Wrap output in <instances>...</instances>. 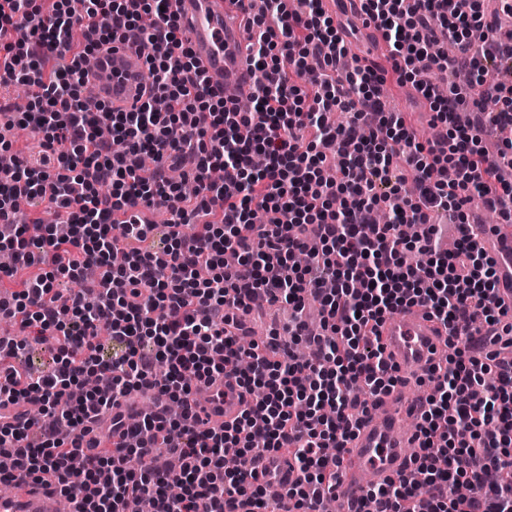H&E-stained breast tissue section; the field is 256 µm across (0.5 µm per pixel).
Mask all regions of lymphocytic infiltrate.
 Here are the masks:
<instances>
[{"label":"lymphocytic infiltrate","instance_id":"f902f5d3","mask_svg":"<svg viewBox=\"0 0 512 512\" xmlns=\"http://www.w3.org/2000/svg\"><path fill=\"white\" fill-rule=\"evenodd\" d=\"M102 1L0 0V88L36 91L9 124L39 137L18 148L0 134V150L17 162L0 170V247L13 255L0 279L21 285L12 309L27 340L57 343L52 367L36 373L19 363L27 341L0 336V454L10 459L0 481L53 488L70 512H130L133 502L140 512H236L243 499L266 512L254 464L280 453L297 474L296 512H314L336 485L368 396L399 381L378 325L419 305L448 330L450 353L416 425L421 447L410 470L369 489L356 512H512V362L466 349L470 330L496 325L498 309L496 262L465 230L464 210L478 196L512 222L504 207L512 189L494 187L512 169V85L495 76L497 61L512 60V41L499 37L497 13L483 14L479 0H360L393 63L342 75L349 47L323 0H268L247 44L266 79L242 112L208 88L169 0H106V10ZM439 28L464 47L461 57L434 53ZM117 38L149 45L152 98L129 112L104 103L90 111L86 60ZM435 69L476 80L468 92L453 82L443 92L428 78ZM391 72L427 101L436 139L419 142L385 111ZM335 110L370 122L369 136L356 141L351 127H330ZM487 126L503 138L494 155L478 146ZM326 142L340 163L320 152ZM143 152L156 163L148 176L134 168ZM399 156L410 175L394 174ZM187 159L189 195L169 178ZM215 168L223 182L210 180ZM45 202L55 223L42 216ZM140 203L170 214L162 251L148 240L154 222L128 213ZM383 209L391 223L374 224ZM440 211L463 227L450 251L433 237ZM186 224L196 225L192 236ZM405 224L422 225V236L404 238ZM116 249L127 257L118 268ZM407 250L424 256V274ZM91 266L101 273L75 298L57 288V275ZM258 294L288 305L289 341L306 345L309 358L245 349L230 335ZM308 296L320 305L318 336L302 318ZM102 321L124 346L109 359L98 355ZM230 366L245 409L221 429L196 426L194 387L223 402L214 383ZM90 373L100 387L72 398ZM136 393L153 402L140 427L154 436L131 449ZM20 399L38 401L43 418L9 412ZM173 402L183 419L170 417ZM228 448L242 459L232 471ZM170 483L178 495L166 492Z\"/></svg>","mask_w":512,"mask_h":512}]
</instances>
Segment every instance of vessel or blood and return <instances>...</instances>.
Wrapping results in <instances>:
<instances>
[{"mask_svg":"<svg viewBox=\"0 0 512 512\" xmlns=\"http://www.w3.org/2000/svg\"><path fill=\"white\" fill-rule=\"evenodd\" d=\"M182 21L193 56L211 89H236L240 96L251 90L252 68L245 50L244 21L251 10L249 0H171ZM144 57L132 42L117 39L102 47L90 71L95 102L126 110L146 95ZM478 242L496 262V300L501 312L496 331H471L468 347L480 357L491 352L512 355V224H479ZM385 352L400 370L429 379L445 350L444 328L424 308L410 307L387 318L381 327ZM224 401L208 408L207 424L218 428L234 421L245 408L234 377L223 379ZM420 398L404 384H397L370 406L347 446L349 451L341 478L331 492L336 512H354L370 486L383 484L407 471L409 449L418 447L411 420L417 419ZM258 469L270 470L265 489L272 495L276 512H294L288 489L296 479L285 457L267 455ZM0 512H64L59 494L41 487H27L15 498H0Z\"/></svg>","mask_w":512,"mask_h":512,"instance_id":"1","label":"vessel or blood"}]
</instances>
